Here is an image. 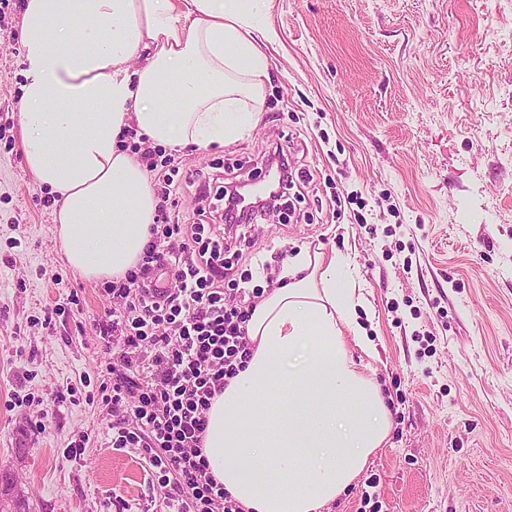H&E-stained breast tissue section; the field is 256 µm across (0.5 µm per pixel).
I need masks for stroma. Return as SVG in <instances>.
<instances>
[{
    "label": "stroma",
    "instance_id": "1",
    "mask_svg": "<svg viewBox=\"0 0 512 512\" xmlns=\"http://www.w3.org/2000/svg\"><path fill=\"white\" fill-rule=\"evenodd\" d=\"M261 120L174 150L170 219L208 210L261 290L300 248L344 255L375 337L389 442L331 512H512V0H270ZM22 0L0 17V469L25 512H164L99 398L111 298L65 262L25 167ZM288 146L287 214L226 226L217 186ZM76 393L54 405L58 391ZM80 458L66 459L75 441Z\"/></svg>",
    "mask_w": 512,
    "mask_h": 512
}]
</instances>
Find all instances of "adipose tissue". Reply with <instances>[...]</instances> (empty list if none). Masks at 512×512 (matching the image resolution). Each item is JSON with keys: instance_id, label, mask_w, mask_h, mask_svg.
I'll return each mask as SVG.
<instances>
[{"instance_id": "ef3b65f1", "label": "adipose tissue", "mask_w": 512, "mask_h": 512, "mask_svg": "<svg viewBox=\"0 0 512 512\" xmlns=\"http://www.w3.org/2000/svg\"><path fill=\"white\" fill-rule=\"evenodd\" d=\"M269 0H23L27 170L58 197L55 235L90 280L136 269L156 199L122 144L234 143L258 124ZM339 255L301 251L264 285L251 356L207 413L203 454L245 512H326L386 444L376 344Z\"/></svg>"}]
</instances>
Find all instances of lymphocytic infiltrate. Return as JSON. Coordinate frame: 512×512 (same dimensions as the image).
<instances>
[{
    "mask_svg": "<svg viewBox=\"0 0 512 512\" xmlns=\"http://www.w3.org/2000/svg\"><path fill=\"white\" fill-rule=\"evenodd\" d=\"M132 149L155 181L162 205L141 263L111 282L116 307L95 323L112 378L101 404L115 420L112 445L139 452L169 512H243L211 474L203 455L207 412L250 356L245 324L250 309L225 287L224 242L202 224H174L166 199L178 189L171 158ZM173 265L166 290L149 295L151 272Z\"/></svg>",
    "mask_w": 512,
    "mask_h": 512,
    "instance_id": "f902f5d3",
    "label": "lymphocytic infiltrate"
}]
</instances>
